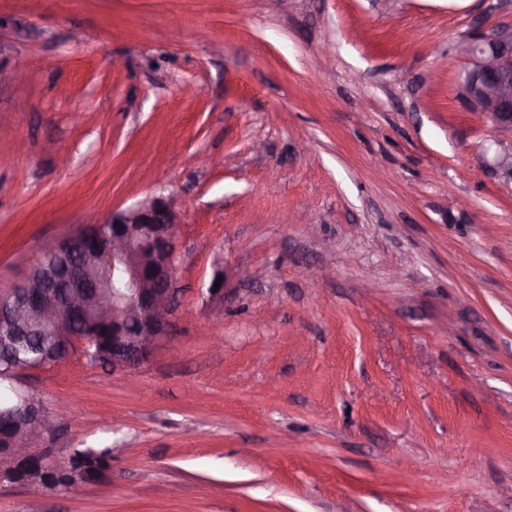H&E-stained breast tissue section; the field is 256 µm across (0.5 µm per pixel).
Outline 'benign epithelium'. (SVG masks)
<instances>
[{
	"mask_svg": "<svg viewBox=\"0 0 512 512\" xmlns=\"http://www.w3.org/2000/svg\"><path fill=\"white\" fill-rule=\"evenodd\" d=\"M456 48L468 60L458 81L460 98L497 128L512 132V32L466 37ZM487 167L512 181V143L501 146ZM179 239L173 204L162 196L78 228L53 247L72 257L71 264L47 266L37 288L27 273L0 296V335L15 341L45 337L31 368H60L84 354L87 327L110 319L108 366L114 372L138 368L172 339L178 317L174 270ZM118 261L125 294L109 288L108 276ZM75 315L84 328L75 327ZM20 418L24 447H17L13 436L0 435V484L41 487L42 472L28 462L48 448L57 452L59 424L33 393L17 392L13 402L0 404V424Z\"/></svg>",
	"mask_w": 512,
	"mask_h": 512,
	"instance_id": "obj_1",
	"label": "benign epithelium"
}]
</instances>
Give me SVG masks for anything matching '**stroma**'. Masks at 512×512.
<instances>
[{"label":"stroma","mask_w":512,"mask_h":512,"mask_svg":"<svg viewBox=\"0 0 512 512\" xmlns=\"http://www.w3.org/2000/svg\"><path fill=\"white\" fill-rule=\"evenodd\" d=\"M478 22L512 0H0V295L112 211L161 195L181 228L178 356L21 379L111 478L5 483L0 512H512Z\"/></svg>","instance_id":"35a3bbf8"}]
</instances>
